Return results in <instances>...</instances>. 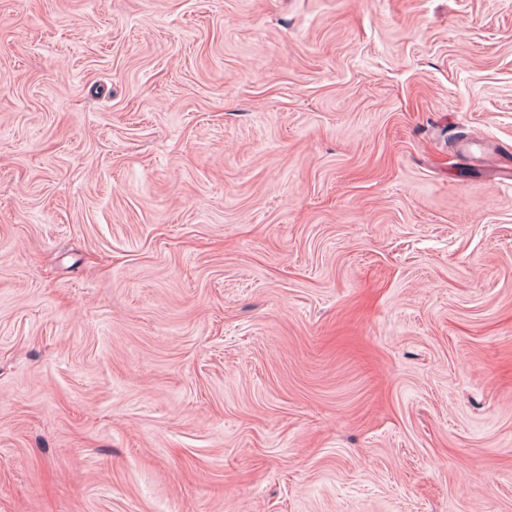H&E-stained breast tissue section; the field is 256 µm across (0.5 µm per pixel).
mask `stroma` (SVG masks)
<instances>
[{"mask_svg":"<svg viewBox=\"0 0 512 512\" xmlns=\"http://www.w3.org/2000/svg\"><path fill=\"white\" fill-rule=\"evenodd\" d=\"M0 512H512V0H0Z\"/></svg>","mask_w":512,"mask_h":512,"instance_id":"stroma-1","label":"stroma"}]
</instances>
